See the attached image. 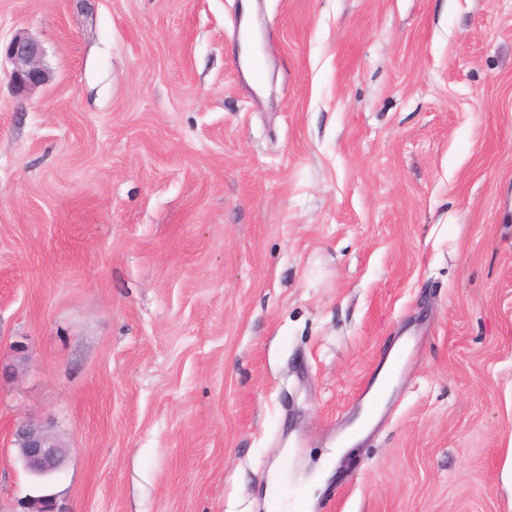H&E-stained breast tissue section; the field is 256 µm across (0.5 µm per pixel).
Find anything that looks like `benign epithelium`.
<instances>
[{
    "instance_id": "benign-epithelium-1",
    "label": "benign epithelium",
    "mask_w": 512,
    "mask_h": 512,
    "mask_svg": "<svg viewBox=\"0 0 512 512\" xmlns=\"http://www.w3.org/2000/svg\"><path fill=\"white\" fill-rule=\"evenodd\" d=\"M5 58L12 64L10 80L22 94L33 91L49 81V72L42 64L41 43L29 33L19 30L3 43ZM11 444L32 475H53L60 472L66 452L59 438L39 420H24L11 433ZM27 512H70L51 495L30 498Z\"/></svg>"
}]
</instances>
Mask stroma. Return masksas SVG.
<instances>
[{
  "mask_svg": "<svg viewBox=\"0 0 512 512\" xmlns=\"http://www.w3.org/2000/svg\"><path fill=\"white\" fill-rule=\"evenodd\" d=\"M0 0V512H512V0ZM66 450L38 480L11 431ZM3 53L13 66L10 80L19 94L33 91L49 81V72L42 64V45L29 33L16 31L3 43ZM363 437L364 434H361L359 430H354L343 444H336V448H330L331 451L323 457L320 464L309 475L303 478L310 490V496L307 499L308 509L313 507V503L316 499L315 493L322 490L332 477L336 460L348 449L352 448L355 443L362 440ZM288 467L277 462L271 468L268 483L264 489V500L268 512H283L288 511V505H285L284 501L279 497V486L288 480Z\"/></svg>",
  "mask_w": 512,
  "mask_h": 512,
  "instance_id": "1",
  "label": "stroma"
}]
</instances>
